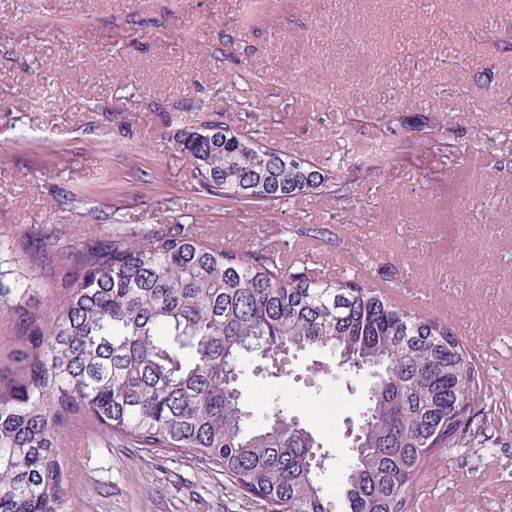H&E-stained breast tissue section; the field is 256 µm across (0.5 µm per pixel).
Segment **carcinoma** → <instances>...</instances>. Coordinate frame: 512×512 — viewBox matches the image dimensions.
Here are the masks:
<instances>
[{
    "label": "carcinoma",
    "mask_w": 512,
    "mask_h": 512,
    "mask_svg": "<svg viewBox=\"0 0 512 512\" xmlns=\"http://www.w3.org/2000/svg\"><path fill=\"white\" fill-rule=\"evenodd\" d=\"M177 149L203 192L286 202L332 188L331 161L263 146L192 104ZM65 271L47 316L31 307L33 266ZM22 319L23 347L0 359V512H61L59 440L73 422L135 448L186 451L224 473V490L256 512H331L320 474L331 452L275 401L263 422L240 383L288 374V360L328 351L314 376L373 381L357 416L336 496L345 512H410L427 474L486 439L496 408L484 374L448 325L357 278L310 276L264 247L229 248L194 224L129 227L64 248L0 234V313Z\"/></svg>",
    "instance_id": "obj_1"
}]
</instances>
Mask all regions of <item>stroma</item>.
Instances as JSON below:
<instances>
[{"label": "stroma", "instance_id": "stroma-1", "mask_svg": "<svg viewBox=\"0 0 512 512\" xmlns=\"http://www.w3.org/2000/svg\"><path fill=\"white\" fill-rule=\"evenodd\" d=\"M244 12L245 0H0V233L77 244L107 231L99 212L134 227L192 216L229 247L428 291V315L476 346L499 415L493 451L439 464L416 500L512 512V0H269L249 29ZM189 98L264 146L343 160L353 199L207 196L175 146ZM395 140L385 165L358 163ZM62 187L79 213L60 208ZM328 358L301 355L283 383H241L260 410L287 398L332 451V499L347 444L322 407L333 392L355 415L371 379L309 373ZM78 435L61 450L63 512H245L191 454L116 439L89 450Z\"/></svg>", "mask_w": 512, "mask_h": 512}]
</instances>
